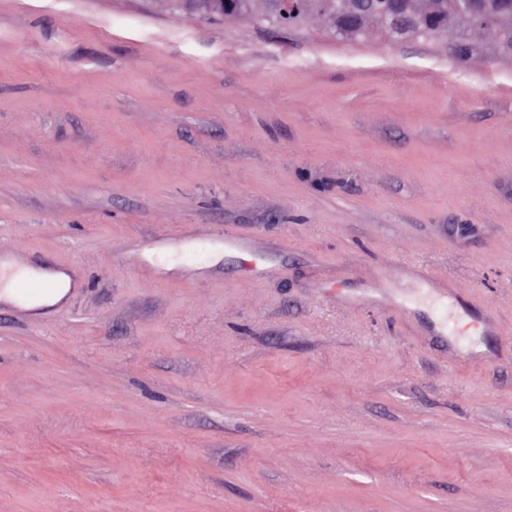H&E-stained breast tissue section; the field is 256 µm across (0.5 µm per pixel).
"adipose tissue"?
<instances>
[{"instance_id":"adipose-tissue-1","label":"adipose tissue","mask_w":512,"mask_h":512,"mask_svg":"<svg viewBox=\"0 0 512 512\" xmlns=\"http://www.w3.org/2000/svg\"><path fill=\"white\" fill-rule=\"evenodd\" d=\"M26 276L48 282L47 290L33 297L19 295L13 287L16 277ZM72 286L70 277L50 268L33 269L21 265L0 266V300L18 304L29 309L53 307L63 302Z\"/></svg>"}]
</instances>
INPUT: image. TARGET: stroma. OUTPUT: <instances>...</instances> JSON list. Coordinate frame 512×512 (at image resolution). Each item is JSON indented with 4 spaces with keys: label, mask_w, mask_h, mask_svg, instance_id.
Listing matches in <instances>:
<instances>
[{
    "label": "stroma",
    "mask_w": 512,
    "mask_h": 512,
    "mask_svg": "<svg viewBox=\"0 0 512 512\" xmlns=\"http://www.w3.org/2000/svg\"><path fill=\"white\" fill-rule=\"evenodd\" d=\"M0 259V512H512L511 59L0 0ZM1 276L0 300L15 303L29 309L56 306L65 300L72 286L71 278L66 273L45 267L36 270L21 265L3 264ZM18 276H26L48 282L52 285V288L33 297L21 296L35 294L44 288H48V285L26 278L16 279L14 288L21 294L19 295L13 288V280Z\"/></svg>",
    "instance_id": "1"
}]
</instances>
